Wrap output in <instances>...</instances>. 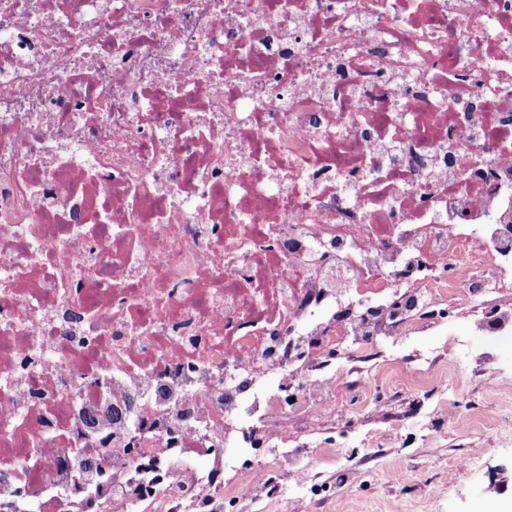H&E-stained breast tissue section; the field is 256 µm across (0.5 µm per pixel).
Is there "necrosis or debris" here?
Masks as SVG:
<instances>
[{"label":"necrosis or debris","instance_id":"necrosis-or-debris-1","mask_svg":"<svg viewBox=\"0 0 512 512\" xmlns=\"http://www.w3.org/2000/svg\"><path fill=\"white\" fill-rule=\"evenodd\" d=\"M480 287L512 0H0V512H299L267 452L368 389L334 351Z\"/></svg>","mask_w":512,"mask_h":512}]
</instances>
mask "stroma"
I'll return each mask as SVG.
<instances>
[{
	"mask_svg": "<svg viewBox=\"0 0 512 512\" xmlns=\"http://www.w3.org/2000/svg\"><path fill=\"white\" fill-rule=\"evenodd\" d=\"M469 337L473 357L453 344ZM378 357L356 356L344 342L336 370L363 373L397 391L392 403L359 397L360 448L307 459L310 483L335 512H512V488L494 489L512 469V337L479 335L464 320L417 326L399 340L376 342ZM463 383L456 398L445 385Z\"/></svg>",
	"mask_w": 512,
	"mask_h": 512,
	"instance_id": "1",
	"label": "stroma"
}]
</instances>
